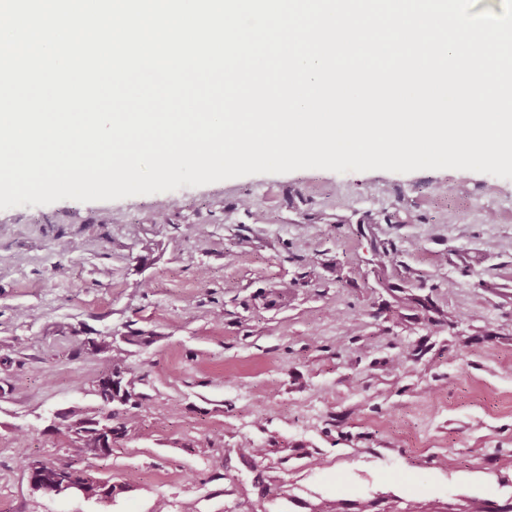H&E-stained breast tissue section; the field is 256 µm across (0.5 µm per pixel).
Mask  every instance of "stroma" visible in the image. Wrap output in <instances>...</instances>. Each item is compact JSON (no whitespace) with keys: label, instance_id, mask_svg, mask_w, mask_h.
<instances>
[{"label":"stroma","instance_id":"obj_1","mask_svg":"<svg viewBox=\"0 0 512 512\" xmlns=\"http://www.w3.org/2000/svg\"><path fill=\"white\" fill-rule=\"evenodd\" d=\"M104 335L143 381L98 460L61 442ZM31 459L121 491L34 490ZM394 500L512 502V179L306 169L0 210V512Z\"/></svg>","mask_w":512,"mask_h":512}]
</instances>
